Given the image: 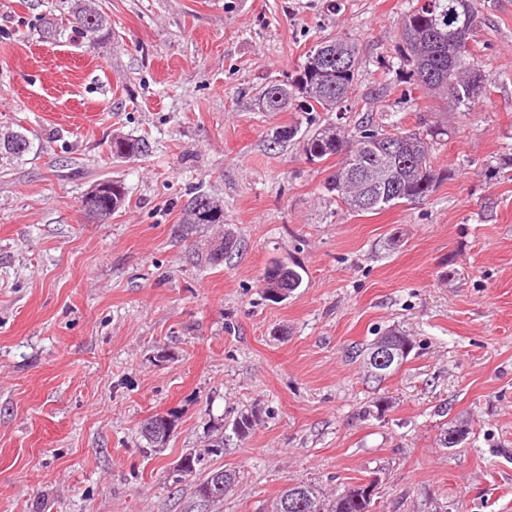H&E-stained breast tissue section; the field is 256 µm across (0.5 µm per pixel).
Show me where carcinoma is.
Here are the masks:
<instances>
[{
	"label": "carcinoma",
	"instance_id": "obj_1",
	"mask_svg": "<svg viewBox=\"0 0 512 512\" xmlns=\"http://www.w3.org/2000/svg\"><path fill=\"white\" fill-rule=\"evenodd\" d=\"M431 6L432 10L427 12L415 5L398 20L399 53L413 67L412 76L417 85L441 91L454 105L468 107L475 103V93L480 87V83L471 77L478 68L477 64L470 63L469 39L473 29L469 23L470 18L476 17L474 8L469 2L464 9L458 0H431ZM78 15L86 17L79 34L88 40H101L110 34L102 13L76 2L68 24H74L73 18ZM331 54L340 55L341 60L327 59ZM358 64L353 42L330 38L308 54L294 81L263 89L260 97L264 99L265 110L280 112L294 104L305 113L334 112L340 104L349 101L354 91ZM445 134L447 130L439 127L424 132L396 127L380 132L367 128L354 135L328 125L306 136L303 149L311 161L333 155L340 157L339 166L325 182V189L336 195L349 210L368 213L423 200L437 183L451 176L449 170H437L431 162L432 141ZM7 140L12 146H0V156L6 153L19 157L31 146L27 135L21 132L0 136V143ZM110 149L119 158L140 153L138 142L121 137L113 139ZM99 184L104 186L107 201L101 203L100 209L104 213L98 219L106 220L125 205L126 192L118 181L101 180ZM223 218L224 210L220 204L204 193L197 194L184 208L181 232L187 235L195 224H220ZM378 340H385L396 349L397 367L407 360L414 348L409 336L396 328L386 331ZM257 420L258 416L253 412L242 413L234 420L233 430L238 435H246ZM221 451L220 446L213 444L194 452L175 480L179 482L181 478L193 475L196 478L195 494L200 500L211 503L223 500L224 492L236 480V472L202 468L205 457ZM218 474L224 476L223 487L218 496L210 498L206 492L214 485ZM295 490L302 494V507L297 512H373L374 491L368 490L366 484L349 486L329 499L316 485L306 483L284 488L271 505L270 512H284L283 502Z\"/></svg>",
	"mask_w": 512,
	"mask_h": 512
}]
</instances>
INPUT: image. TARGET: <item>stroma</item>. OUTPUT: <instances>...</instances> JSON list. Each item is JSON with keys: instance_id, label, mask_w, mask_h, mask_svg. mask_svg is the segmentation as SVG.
Wrapping results in <instances>:
<instances>
[{"instance_id": "obj_1", "label": "stroma", "mask_w": 512, "mask_h": 512, "mask_svg": "<svg viewBox=\"0 0 512 512\" xmlns=\"http://www.w3.org/2000/svg\"><path fill=\"white\" fill-rule=\"evenodd\" d=\"M415 0H89L112 33L63 24L70 0H0V512H266L290 484L324 495L374 482V512H512V0H473L486 85L471 108L414 84L397 22ZM331 36L358 48L344 112H266ZM423 130L435 168L421 202L354 213L302 134L327 124ZM300 136L274 143L277 129ZM144 143L115 158L113 137ZM102 179L127 204L89 221ZM220 224L182 237L195 192ZM241 243L206 255L224 233ZM303 283L266 299L272 262ZM414 348L369 378L384 330ZM257 411L247 436L235 418ZM174 412L163 453L139 434ZM462 425L443 446L442 427ZM239 474L218 503L173 482L187 451ZM384 340L389 342L398 352L397 361L393 364L395 366L389 372H387V371L390 370L393 365L391 367H389L385 370H381L379 372L378 368H376L371 362L372 353H373L375 347L377 346V344L380 341H384ZM413 348H414L413 341L409 338V336L404 331H401L396 328L387 330L385 333H383L382 336L378 337V339L373 344H371V348H369L370 352L367 356V360L369 361L368 364L370 365V367L375 370L374 376L382 378V376L385 377L387 374H389L390 372L395 370L398 366H400L404 361L407 360V358L410 355Z\"/></svg>"}]
</instances>
